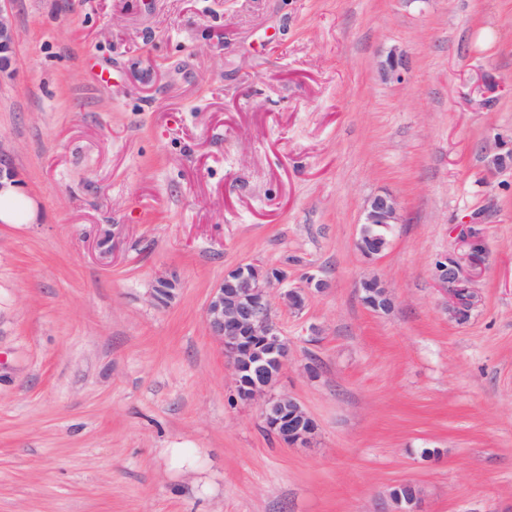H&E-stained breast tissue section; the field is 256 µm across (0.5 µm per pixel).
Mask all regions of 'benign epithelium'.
I'll return each instance as SVG.
<instances>
[{
	"label": "benign epithelium",
	"instance_id": "1",
	"mask_svg": "<svg viewBox=\"0 0 512 512\" xmlns=\"http://www.w3.org/2000/svg\"><path fill=\"white\" fill-rule=\"evenodd\" d=\"M0 0V79L12 75L15 64L17 31L11 4ZM11 149L0 140V190L19 187ZM402 223L397 200L387 194L375 195L365 203L356 247L371 259L389 245V233ZM465 253L457 260L443 259L437 266V281L448 296V312L461 319L480 303L475 288L481 272L482 244L472 230L462 236ZM281 270L241 264L225 275L210 294L204 309V322L211 336L223 349L238 395L251 400L264 397L262 420L267 430L290 447H306L316 433L315 421L293 397L273 390L281 372L288 366L292 352L288 340L272 316L273 299L288 309L302 311L312 293L325 283L313 276L305 285L290 287ZM361 301L370 310L381 313L393 307L385 284L378 278L361 280ZM176 293V280L160 278L149 292L156 304L169 303ZM390 498L396 512H418L419 491L411 482L393 485Z\"/></svg>",
	"mask_w": 512,
	"mask_h": 512
}]
</instances>
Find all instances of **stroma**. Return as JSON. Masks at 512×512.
I'll list each match as a JSON object with an SVG mask.
<instances>
[{
	"label": "stroma",
	"instance_id": "stroma-1",
	"mask_svg": "<svg viewBox=\"0 0 512 512\" xmlns=\"http://www.w3.org/2000/svg\"><path fill=\"white\" fill-rule=\"evenodd\" d=\"M13 14L0 140L38 218L0 224V512H391L400 481L420 512H512V0ZM375 194L403 222L368 260ZM470 227L481 303L461 322L435 265ZM246 263L327 284L273 305L309 447L266 432L206 331ZM374 275L391 312L360 300ZM402 217L397 200L387 194L375 195L365 203L356 247L362 256L371 259L382 254L389 245V235ZM382 228L386 233H378Z\"/></svg>",
	"mask_w": 512,
	"mask_h": 512
}]
</instances>
